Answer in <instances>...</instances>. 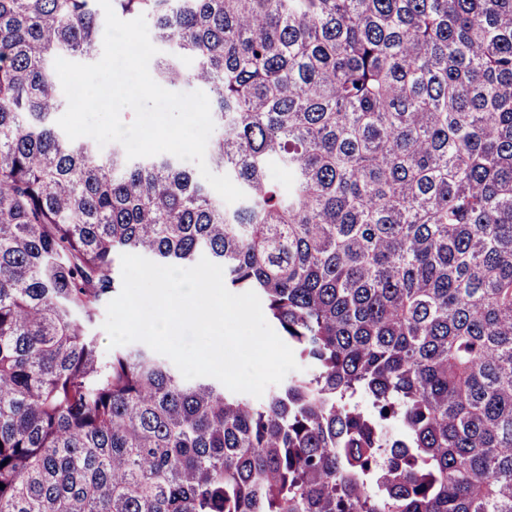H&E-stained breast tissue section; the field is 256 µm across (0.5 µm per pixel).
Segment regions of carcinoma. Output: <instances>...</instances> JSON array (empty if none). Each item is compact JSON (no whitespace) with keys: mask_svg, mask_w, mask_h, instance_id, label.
<instances>
[{"mask_svg":"<svg viewBox=\"0 0 512 512\" xmlns=\"http://www.w3.org/2000/svg\"><path fill=\"white\" fill-rule=\"evenodd\" d=\"M111 2L246 198L68 139L97 0H0V512H512V0ZM124 253L222 266L304 371L103 351Z\"/></svg>","mask_w":512,"mask_h":512,"instance_id":"cac0c4a2","label":"carcinoma"}]
</instances>
